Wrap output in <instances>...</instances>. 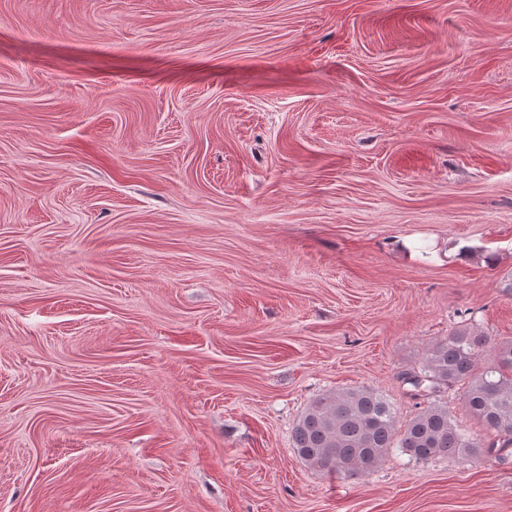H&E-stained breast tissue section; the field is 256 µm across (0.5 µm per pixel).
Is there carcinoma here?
Listing matches in <instances>:
<instances>
[{
  "mask_svg": "<svg viewBox=\"0 0 512 512\" xmlns=\"http://www.w3.org/2000/svg\"><path fill=\"white\" fill-rule=\"evenodd\" d=\"M488 345L487 336L464 324L433 343L408 379L416 394L427 397L462 386L468 411L491 433L487 447L478 445L448 409L437 404L400 427L393 404L362 387L326 392L311 403L293 429L299 459L325 474L355 479L374 470L395 447L417 461L501 458L512 446V341L497 344L481 367Z\"/></svg>",
  "mask_w": 512,
  "mask_h": 512,
  "instance_id": "1",
  "label": "carcinoma"
}]
</instances>
